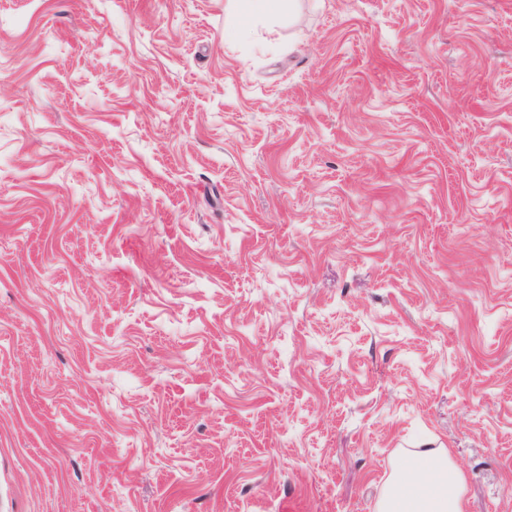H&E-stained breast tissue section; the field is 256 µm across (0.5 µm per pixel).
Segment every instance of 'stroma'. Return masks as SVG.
Here are the masks:
<instances>
[{"label":"stroma","mask_w":512,"mask_h":512,"mask_svg":"<svg viewBox=\"0 0 512 512\" xmlns=\"http://www.w3.org/2000/svg\"><path fill=\"white\" fill-rule=\"evenodd\" d=\"M0 0V512H512V0ZM280 0H234V12L229 21L230 26L242 27L245 18L257 14L272 15L279 8ZM463 493V477L449 453L427 449L399 459L377 511L464 512Z\"/></svg>","instance_id":"obj_1"}]
</instances>
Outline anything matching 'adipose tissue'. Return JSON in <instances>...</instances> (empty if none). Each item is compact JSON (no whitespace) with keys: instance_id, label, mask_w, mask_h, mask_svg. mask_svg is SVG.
<instances>
[{"instance_id":"adipose-tissue-1","label":"adipose tissue","mask_w":512,"mask_h":512,"mask_svg":"<svg viewBox=\"0 0 512 512\" xmlns=\"http://www.w3.org/2000/svg\"><path fill=\"white\" fill-rule=\"evenodd\" d=\"M464 480L443 451L427 449L394 466L377 512H464Z\"/></svg>"}]
</instances>
